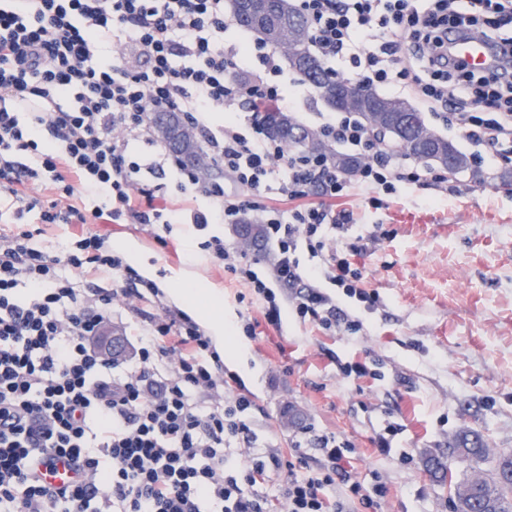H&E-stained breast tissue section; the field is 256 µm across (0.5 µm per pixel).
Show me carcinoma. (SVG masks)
<instances>
[{
	"label": "carcinoma",
	"instance_id": "1",
	"mask_svg": "<svg viewBox=\"0 0 512 512\" xmlns=\"http://www.w3.org/2000/svg\"><path fill=\"white\" fill-rule=\"evenodd\" d=\"M229 6L235 22L268 45H276L277 34L289 26H300V40L288 49V64L316 87L328 106L355 114L363 124L371 119L376 120L381 127L378 135L384 137L394 133L408 143L402 149L408 156L437 166L445 165L450 160L457 172L470 170L476 181H483L482 175L473 169L470 157L440 134H434V139L424 145L413 144L416 129L425 125V120L422 113L415 111L408 101L387 97L372 87L345 80L343 84L353 86L355 91L347 103L336 105V83L326 77L321 62L309 52L308 26L297 12L293 0H264L259 4L258 19L243 17L240 0H229ZM264 126L270 137L297 150L307 152L308 144L315 143L316 152L329 156L345 174H354L362 166L361 157L336 151L315 129L300 124L288 112L270 110L264 113ZM152 127L185 164H190V158L201 153L194 132L177 113L154 114ZM449 455L451 459L465 462L470 467L469 474L453 483L458 512H512V453L499 456L493 472L488 474L480 467V463L488 458L481 438L474 432L463 430L455 437Z\"/></svg>",
	"mask_w": 512,
	"mask_h": 512
}]
</instances>
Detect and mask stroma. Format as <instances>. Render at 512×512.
Returning a JSON list of instances; mask_svg holds the SVG:
<instances>
[{"mask_svg":"<svg viewBox=\"0 0 512 512\" xmlns=\"http://www.w3.org/2000/svg\"><path fill=\"white\" fill-rule=\"evenodd\" d=\"M481 173L480 183L449 177L454 193L415 189L379 209L362 195L343 199L356 224L338 245L379 295L355 336L293 316L267 326L249 288L191 256L190 225H174L165 249L130 224L95 230L157 281H205L231 327L256 322L255 339L237 336L241 355L226 362L256 395L255 451L288 452L306 429L333 433L355 446L364 484L386 483L377 512H449L452 489L430 465L447 461L460 430L479 432L490 457L512 451V184L499 169ZM340 361L368 362L376 375L343 378ZM388 421L402 430L381 454L370 438Z\"/></svg>","mask_w":512,"mask_h":512,"instance_id":"obj_1","label":"stroma"}]
</instances>
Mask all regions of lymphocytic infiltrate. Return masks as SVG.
Wrapping results in <instances>:
<instances>
[{
  "label": "lymphocytic infiltrate",
  "instance_id": "lymphocytic-infiltrate-1",
  "mask_svg": "<svg viewBox=\"0 0 512 512\" xmlns=\"http://www.w3.org/2000/svg\"><path fill=\"white\" fill-rule=\"evenodd\" d=\"M309 47L329 74L350 64L358 84L392 85L423 111L461 130L479 164H512V14L504 0H297ZM226 0H0V197L15 219L36 215L70 231L47 248L33 231L0 233V512H371L388 489L365 488L350 471V441L315 435L322 463L301 441L288 455L233 453L251 443L254 394L224 368L209 336L182 310L162 308L136 335L128 359L91 342L117 302L150 303L157 285L115 254L91 226L136 224L168 247L172 225L190 219L198 257L223 266L280 327L284 307L324 330L348 334L360 320L332 293L372 309L335 243L353 224L336 200L353 191L394 195L431 179L383 149L349 112L321 116L322 137L364 156L352 176L322 154L285 149L264 130L266 109L294 106L279 52L225 45ZM493 44L495 63L457 59L449 30ZM255 53L258 64L245 63ZM176 112L225 180L204 183L156 137L148 117ZM169 170L174 186L152 177ZM274 191L280 206L267 202ZM321 203H310L311 195ZM258 213L274 247L270 273L209 226ZM322 257L312 269L300 251ZM109 275L111 287H83ZM67 463L61 487L44 471ZM288 478L278 495L258 493L269 470ZM348 489L336 496L337 485Z\"/></svg>",
  "mask_w": 512,
  "mask_h": 512
}]
</instances>
